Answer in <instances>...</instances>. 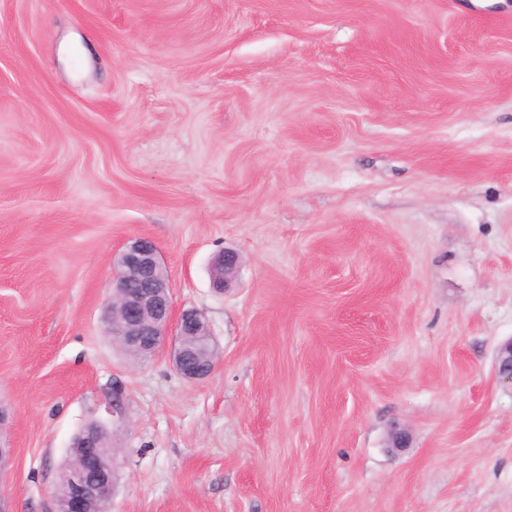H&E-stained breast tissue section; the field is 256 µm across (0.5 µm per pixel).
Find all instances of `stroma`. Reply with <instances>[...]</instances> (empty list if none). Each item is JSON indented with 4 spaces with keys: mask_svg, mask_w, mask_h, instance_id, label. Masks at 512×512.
Segmentation results:
<instances>
[{
    "mask_svg": "<svg viewBox=\"0 0 512 512\" xmlns=\"http://www.w3.org/2000/svg\"><path fill=\"white\" fill-rule=\"evenodd\" d=\"M137 237L206 379L99 320ZM511 338L512 0H0V512L92 420L112 512H512ZM241 262L237 252L224 250L214 259L211 266V275L215 288L224 291L231 288L240 271ZM495 371L503 384L512 387V339L497 350Z\"/></svg>",
    "mask_w": 512,
    "mask_h": 512,
    "instance_id": "obj_1",
    "label": "stroma"
}]
</instances>
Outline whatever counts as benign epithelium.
<instances>
[{"instance_id":"1","label":"benign epithelium","mask_w":512,"mask_h":512,"mask_svg":"<svg viewBox=\"0 0 512 512\" xmlns=\"http://www.w3.org/2000/svg\"><path fill=\"white\" fill-rule=\"evenodd\" d=\"M115 264L118 272L113 293L103 312L112 340L141 359L168 356L175 370L188 380L210 376L217 357L214 338L203 315L194 309L172 318L167 277L156 247L147 239H136L122 250ZM240 267L237 252H220L211 266L215 288L231 287ZM495 371L502 383L512 387V340L497 350ZM109 438L108 430L96 422L84 425L72 437L70 447L77 460L57 477L56 485L64 486L65 493L53 494V512L112 510L117 470L114 455L102 453V442ZM411 441L410 431L395 425L387 433L385 447L403 452Z\"/></svg>"}]
</instances>
